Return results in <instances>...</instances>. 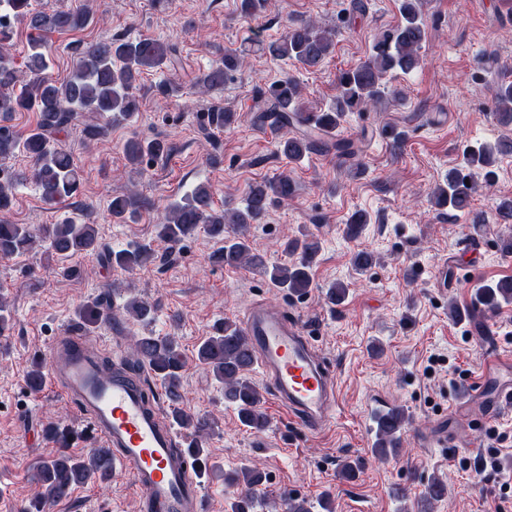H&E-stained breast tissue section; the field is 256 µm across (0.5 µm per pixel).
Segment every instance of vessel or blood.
Returning a JSON list of instances; mask_svg holds the SVG:
<instances>
[{
	"mask_svg": "<svg viewBox=\"0 0 512 512\" xmlns=\"http://www.w3.org/2000/svg\"><path fill=\"white\" fill-rule=\"evenodd\" d=\"M242 331L255 353L276 404L308 435L322 432L336 417L337 382L310 340L286 312L254 304L242 313ZM98 347L76 334L58 337L46 350V382L86 419L102 447L138 492L137 512H203L201 485L191 476L189 456H176L178 433L149 404L144 387L105 374ZM504 365L496 351L485 354L481 378L458 389L461 404L484 400L489 422L512 401V384L498 380Z\"/></svg>",
	"mask_w": 512,
	"mask_h": 512,
	"instance_id": "1",
	"label": "vessel or blood"
}]
</instances>
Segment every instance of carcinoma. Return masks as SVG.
Instances as JSON below:
<instances>
[{
    "label": "carcinoma",
    "mask_w": 512,
    "mask_h": 512,
    "mask_svg": "<svg viewBox=\"0 0 512 512\" xmlns=\"http://www.w3.org/2000/svg\"><path fill=\"white\" fill-rule=\"evenodd\" d=\"M0 158L6 159L23 153L33 162V177L41 197L47 202H58L73 196L80 184V175L72 154L58 139V134L91 112L107 120L116 117L127 119L138 110L134 95L137 83L144 72L176 64L177 48L156 38H122L82 42L76 47L77 63L71 77L61 83L49 78V55L40 42L33 43L28 51L21 75L14 68L5 44L10 39L11 22L20 20L40 34L68 32L84 28L92 12L85 4L77 9L41 10L32 0H0ZM423 0H400V22L393 28L380 31L375 37L369 56L356 66L341 72L337 77L335 106L330 112L313 115L302 103V87L293 77L275 81L256 89L253 123L270 126L281 134L277 152L296 161L319 148L333 151L339 158H349L357 153L349 140L329 141L332 133L348 112H363L369 106L382 102L388 96L385 79L395 71L409 73L423 64L421 45L427 39L422 14ZM336 32L319 27L312 20H303L288 28L286 34L274 42L257 41L252 48L273 57L288 59L306 69L320 66L335 46ZM247 51L224 54L197 81L199 92L206 94L224 85V80L243 68ZM491 108L501 123L512 124V82L498 83L491 93ZM38 113L36 127L26 135H17L8 125L16 112ZM237 113L218 104L209 106L205 114L206 125L223 130L234 125ZM172 144L166 139L150 141L130 138L124 144L128 162L138 165L146 158L161 159L169 156ZM512 153V140L502 139L491 145L482 143L464 152L462 165L448 170L442 185L432 195L431 203L439 210L470 213L471 199L476 179L489 183L494 178L498 156ZM296 184L287 174L265 180L250 188L244 209L215 210L209 186L194 189L185 202L167 209L157 224V237L172 249L191 237L199 227L209 235L224 241V246L214 252L211 259L225 267L247 266L255 269L276 287L290 295L308 293L312 285L311 269L321 245L320 241L306 235L285 244V251L294 256L288 264L268 265L263 257L252 251L245 237L237 235L224 240L227 224L243 227L257 224L269 207L291 198ZM13 179L0 173V257H12L33 249L35 243H44L47 250L61 261H68L102 249L98 231L93 224L68 219L58 224H42L32 228L16 224L8 218L13 207ZM146 201L137 193H122L112 197L109 205L113 221L125 223L140 217ZM370 223L367 213L357 210L346 223V233L357 236L362 227ZM114 268L134 271L154 257L153 252L142 246H129L104 254ZM512 301V281L498 282L482 289L478 294L480 312L489 314L499 305ZM126 315L136 322H149L155 307L136 296L124 305ZM79 324L89 332L102 324H112V307L103 299L95 298L78 309ZM133 354L137 364L147 371V376L137 378L146 389H151L149 377L158 379L170 400L180 398L179 389L187 361L175 336H139ZM198 364L211 372L224 384V402L235 407L239 421L245 427L262 431L267 420L261 410L262 395L249 378L253 354L247 337L240 327L228 319L217 324L213 333L198 346ZM172 420L182 428L191 430V440L185 451L201 460L207 438L217 427V422L206 416H190L179 408L172 411ZM407 417L403 409L392 407L378 418L377 441L374 451L384 457L400 451L399 433ZM112 474V452L107 448H93L85 456L61 452L43 464L37 479L42 488L27 512H44L50 502L68 497L73 487L92 479L105 480ZM265 480L264 473L252 466H243L224 474V485L236 489L230 505L231 512H262L266 500L257 495ZM445 493V484L432 479L426 487V497L421 508L427 509L432 501ZM281 512H312V505L303 499L285 496Z\"/></svg>",
    "instance_id": "1"
}]
</instances>
